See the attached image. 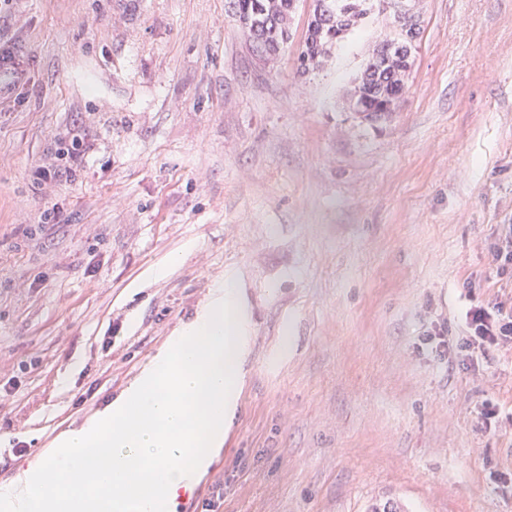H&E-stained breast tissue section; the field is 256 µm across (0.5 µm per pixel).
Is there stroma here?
Listing matches in <instances>:
<instances>
[{
  "label": "stroma",
  "mask_w": 512,
  "mask_h": 512,
  "mask_svg": "<svg viewBox=\"0 0 512 512\" xmlns=\"http://www.w3.org/2000/svg\"><path fill=\"white\" fill-rule=\"evenodd\" d=\"M310 0L275 66L228 0H14L0 42V486L102 411L232 278L250 344L217 512H512V351L465 334L512 224V0H424L407 91L372 126L348 92L387 29L301 73ZM91 147L35 184L59 142ZM57 207L60 220L42 221ZM21 67L22 63L16 58L13 51L9 47L0 45V97L2 93L11 94L13 92L15 85L10 79L18 77ZM2 74L5 77L3 88Z\"/></svg>",
  "instance_id": "35a3bbf8"
}]
</instances>
